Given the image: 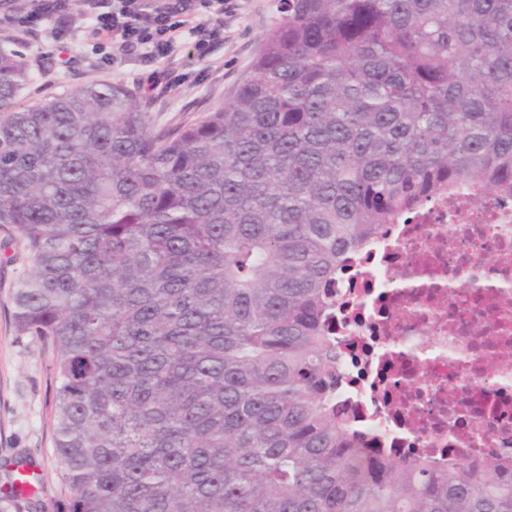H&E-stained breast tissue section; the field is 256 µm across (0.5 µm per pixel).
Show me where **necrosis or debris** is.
I'll use <instances>...</instances> for the list:
<instances>
[{
    "mask_svg": "<svg viewBox=\"0 0 512 512\" xmlns=\"http://www.w3.org/2000/svg\"><path fill=\"white\" fill-rule=\"evenodd\" d=\"M336 291L357 447L512 464V196L443 197L385 225Z\"/></svg>",
    "mask_w": 512,
    "mask_h": 512,
    "instance_id": "necrosis-or-debris-1",
    "label": "necrosis or debris"
}]
</instances>
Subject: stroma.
<instances>
[{"label": "stroma", "mask_w": 512, "mask_h": 512, "mask_svg": "<svg viewBox=\"0 0 512 512\" xmlns=\"http://www.w3.org/2000/svg\"><path fill=\"white\" fill-rule=\"evenodd\" d=\"M275 16L276 0H228L223 38L211 42L202 58L193 45L180 47L165 63L169 87L154 99L146 98L138 85L148 65L137 59L115 65L96 55L83 36L80 17L63 43L45 26L19 31L0 9V50L16 55L27 70L21 105L41 104L88 83L119 82L135 92L156 126L169 127L199 118L232 96L250 75ZM14 284L15 266L0 250V491L10 487L19 468L40 483L31 499L0 506L5 512H63L68 491L54 456L53 352L35 338L16 335L11 321Z\"/></svg>", "instance_id": "obj_1"}]
</instances>
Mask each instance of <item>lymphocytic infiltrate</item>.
Here are the masks:
<instances>
[{
    "label": "lymphocytic infiltrate",
    "mask_w": 512,
    "mask_h": 512,
    "mask_svg": "<svg viewBox=\"0 0 512 512\" xmlns=\"http://www.w3.org/2000/svg\"><path fill=\"white\" fill-rule=\"evenodd\" d=\"M89 19L87 32L95 47L110 45L113 59L129 56L154 63L155 68L141 80L147 95L166 91L169 71L162 59L180 45L183 36L196 40L197 51L224 34V0H24L12 20L31 29L47 23L57 40L72 31L75 14ZM182 23H173L174 15Z\"/></svg>",
    "instance_id": "lymphocytic-infiltrate-1"
}]
</instances>
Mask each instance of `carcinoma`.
<instances>
[{
    "instance_id": "carcinoma-1",
    "label": "carcinoma",
    "mask_w": 512,
    "mask_h": 512,
    "mask_svg": "<svg viewBox=\"0 0 512 512\" xmlns=\"http://www.w3.org/2000/svg\"><path fill=\"white\" fill-rule=\"evenodd\" d=\"M278 12L233 96L166 129L120 83L23 106L0 52V248L54 353L68 512H512V469L355 447L328 329L383 225L512 195V0Z\"/></svg>"
}]
</instances>
